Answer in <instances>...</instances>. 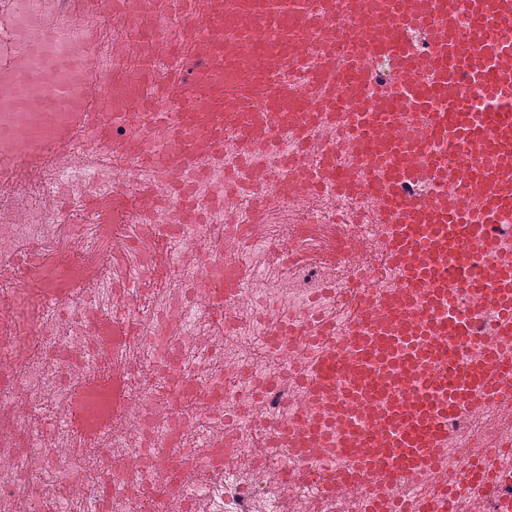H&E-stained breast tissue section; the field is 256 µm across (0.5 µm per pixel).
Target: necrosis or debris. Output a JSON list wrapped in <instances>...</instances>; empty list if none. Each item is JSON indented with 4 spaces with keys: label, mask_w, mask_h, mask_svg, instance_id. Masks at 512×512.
I'll use <instances>...</instances> for the list:
<instances>
[{
    "label": "necrosis or debris",
    "mask_w": 512,
    "mask_h": 512,
    "mask_svg": "<svg viewBox=\"0 0 512 512\" xmlns=\"http://www.w3.org/2000/svg\"><path fill=\"white\" fill-rule=\"evenodd\" d=\"M175 0H126L121 55H100L106 76L139 85L141 47L164 58L179 38ZM56 20L65 40L37 41ZM97 16L62 13L58 0H0V46L31 66L58 63L55 81L79 94L80 65L90 35L100 30ZM45 92L19 70L0 83V113H9L15 132L0 141V171L11 168L21 145L31 101ZM334 156L352 179L375 176L373 167L353 159L342 138L309 139L285 132L251 157L223 154L203 168L174 174L163 209L131 211L110 224L86 215L84 200L120 188L133 192L151 179V170L132 161L52 162L34 187L15 184L0 195V299L11 300L24 283L22 274L40 270L44 289L64 288L56 310L40 315L36 333L18 335L9 308H0V512H14L17 499L30 500V512H153L160 469L179 465L184 476L174 504L177 512H281L290 498L295 512H370L368 499L351 493L320 494L317 483L289 487L287 496L270 492L269 475L303 465L299 449L280 433V399L291 408L308 405L302 384L308 360L320 350L300 331L316 315L334 325L333 338L345 342L349 295L401 287L400 272L382 255V228L373 222V199L322 179L321 154ZM279 168L283 176L303 169L305 196L288 195L280 215L257 222L256 209L271 187L261 172ZM64 200V208L54 200ZM161 224L165 233L149 239L146 254L125 265L112 263V250L125 244L139 222ZM305 224H326L333 232L310 244L306 262L282 263ZM499 248L493 256L473 253L472 269L489 287L496 272L512 262V211L497 217ZM278 252H271L269 242ZM166 246L170 264L147 294L126 288L129 279L149 278L150 251ZM249 262L248 279L226 299L223 319L211 314L209 298L217 281L212 266ZM109 319L113 327L134 318L143 334L129 345L94 335L91 324ZM280 329L274 340L272 329ZM125 374L120 403H113L99 371L101 364ZM85 392L77 394L74 381ZM120 421L103 454L120 473L119 483L105 472L75 466L99 420ZM227 450L224 472L206 479L202 471L210 449ZM484 451L500 487L488 496L458 474ZM441 475L451 482L450 512H512V419L498 405H462V416L448 426V446L439 457ZM49 477L57 493L44 500L37 481Z\"/></svg>",
    "instance_id": "necrosis-or-debris-1"
}]
</instances>
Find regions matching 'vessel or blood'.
Listing matches in <instances>:
<instances>
[{
  "mask_svg": "<svg viewBox=\"0 0 512 512\" xmlns=\"http://www.w3.org/2000/svg\"><path fill=\"white\" fill-rule=\"evenodd\" d=\"M181 37L169 47V66L160 74L151 68L152 54H141L142 72L161 89V108L129 138L114 139L112 127L125 113L102 112L96 106L101 73L87 56L80 76L79 97L61 85L40 98L41 112L60 113L50 126L30 128L25 142L32 152L54 145L72 158L121 156L155 171L137 194L144 203L159 198L161 174L196 168L227 149L252 152L281 130L308 134L316 125L335 126L337 115L350 124V149L363 162L378 167V179L360 183V192L380 203L383 247L389 262L403 274L401 287L367 299L357 292L359 307L351 317L344 345L332 343L333 326L315 318L307 335L325 341L313 357L304 384L314 398L342 413L345 398L375 400L396 395L401 407L386 428L348 425L336 451L341 464L331 470L281 471L279 480L318 478L324 494L369 493L380 484L400 485L433 466L448 445V422L461 398L479 403L502 395L512 408V351L491 344L479 357L459 355L475 335L481 313L451 315L437 323L441 338L435 349L414 346L428 308L437 307L449 288L487 300L495 312L494 333L512 338V298L501 289L482 287L469 273L475 247H497L492 226L502 207L512 208V190L503 191L499 175L512 179V122L472 124L474 97H496L512 104V9L507 0H321L311 12L307 0H180ZM414 27L427 33L425 51H414L405 39ZM325 29L328 40H305L308 31ZM305 57L309 77L336 112L314 109L277 74L283 61ZM391 60L395 81L372 101L363 90L372 79V59ZM494 69L495 81L482 72ZM448 100L444 112L431 111L430 97ZM234 140H227L226 128ZM164 145L155 148V133ZM452 135L466 151L474 175L467 208L477 219H449L447 194L409 198L408 180L448 182V163L428 150L429 142ZM89 206L101 222H111L126 203L120 192L92 197ZM246 265L225 267L223 286L212 298V310L223 313L224 301L243 281ZM395 352L387 376L376 371L385 352ZM427 362L434 374L425 388L413 390V367ZM346 378L348 396L338 395L335 381ZM289 427L298 428L301 446L315 445L326 429L322 418L303 411ZM466 481L494 489V473L476 461L463 473Z\"/></svg>",
  "mask_w": 512,
  "mask_h": 512,
  "instance_id": "1",
  "label": "vessel or blood"
}]
</instances>
